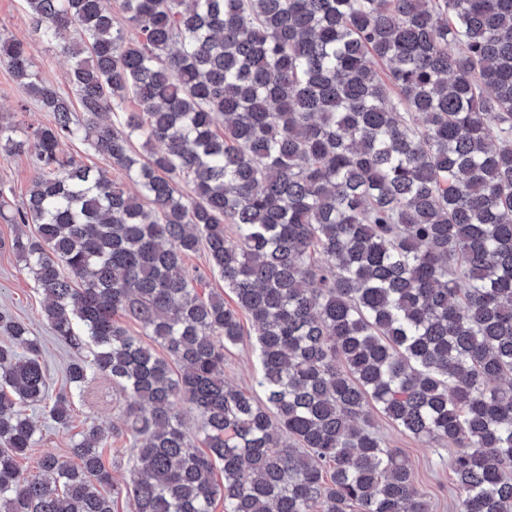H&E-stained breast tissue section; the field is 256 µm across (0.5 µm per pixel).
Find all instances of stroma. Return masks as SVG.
<instances>
[{"label": "stroma", "mask_w": 512, "mask_h": 512, "mask_svg": "<svg viewBox=\"0 0 512 512\" xmlns=\"http://www.w3.org/2000/svg\"><path fill=\"white\" fill-rule=\"evenodd\" d=\"M49 120V113L40 111L36 105L25 104L20 88L8 72L0 68V122L15 125L14 140H25L28 125L45 124ZM34 177L35 170L26 151L0 150V189L4 190L13 208L23 206ZM14 233V225L0 220V312L25 321L33 335L40 338L50 390L55 393L66 384V368L74 352L52 335L45 322L43 298L32 277L8 247ZM241 323L244 339L242 344L224 354V380L254 392L258 389L257 379L261 371L255 328L249 318H242ZM124 407V399L113 389L111 381L96 379L83 394L75 397L74 418L69 429L41 424L36 449L68 455L71 440L77 433L89 426L111 431L121 422ZM372 420L387 445L401 449L407 457L414 482L430 497L433 512H454L452 473L447 456L440 454L436 444L401 433L381 413H373Z\"/></svg>", "instance_id": "stroma-1"}]
</instances>
